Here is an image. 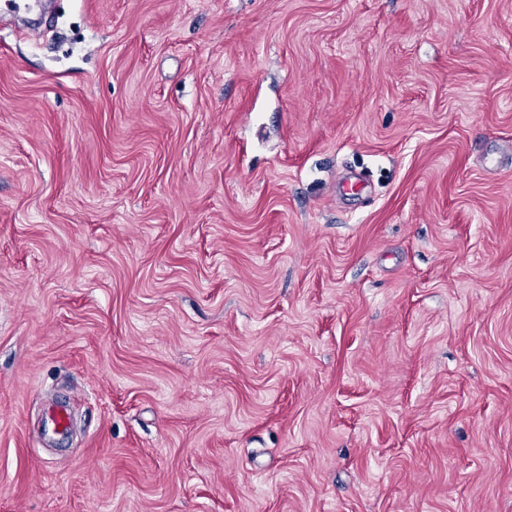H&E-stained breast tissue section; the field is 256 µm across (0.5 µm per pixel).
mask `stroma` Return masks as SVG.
Listing matches in <instances>:
<instances>
[{
    "instance_id": "obj_1",
    "label": "stroma",
    "mask_w": 512,
    "mask_h": 512,
    "mask_svg": "<svg viewBox=\"0 0 512 512\" xmlns=\"http://www.w3.org/2000/svg\"><path fill=\"white\" fill-rule=\"evenodd\" d=\"M40 31L0 19V512H512V0Z\"/></svg>"
}]
</instances>
